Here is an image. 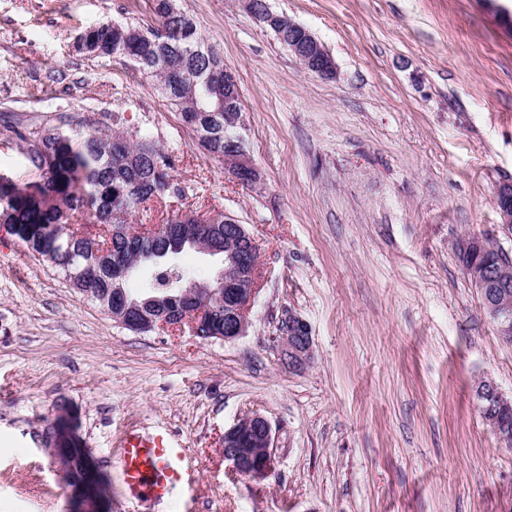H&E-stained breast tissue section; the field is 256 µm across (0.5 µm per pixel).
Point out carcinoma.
Listing matches in <instances>:
<instances>
[{"label": "carcinoma", "mask_w": 512, "mask_h": 512, "mask_svg": "<svg viewBox=\"0 0 512 512\" xmlns=\"http://www.w3.org/2000/svg\"><path fill=\"white\" fill-rule=\"evenodd\" d=\"M155 26L124 25L118 31L110 23L88 28V37L98 58L120 55L132 61L144 75L157 82L162 96L179 112L194 145L212 158L224 153V111H216V98L201 86L210 62L187 55L189 48L205 43L189 15L160 13ZM181 60L194 76L196 85L184 83L183 72L162 68L163 62ZM4 131L29 140L27 158L38 176L26 183L0 174V224L31 254L50 248L65 277L82 273L80 287L92 288L112 299V254H122L127 245L122 237L106 242V253L94 252V242L68 236L62 226L83 213L91 224L108 228L128 223V217L149 200L181 195L173 183L171 158L155 140L143 134L134 142L117 133L89 134L56 132L45 137L35 131L24 133L7 124ZM168 185L159 191L157 185ZM165 241L146 242L138 264L151 271L144 292L168 294L173 270L157 263L155 250Z\"/></svg>", "instance_id": "cac0c4a2"}]
</instances>
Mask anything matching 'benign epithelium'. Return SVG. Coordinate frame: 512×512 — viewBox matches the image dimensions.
<instances>
[{
	"mask_svg": "<svg viewBox=\"0 0 512 512\" xmlns=\"http://www.w3.org/2000/svg\"><path fill=\"white\" fill-rule=\"evenodd\" d=\"M244 9L259 23L274 29L279 38H288L291 51L309 72L323 77L337 75L335 61L325 46L304 26L292 21L284 14L272 12L268 5L256 6L255 0H241ZM194 53L213 60L209 71V83L218 90L224 89L225 127L237 129L242 126V102L236 75L230 69L216 62V56L208 47L199 46ZM224 174L237 182L256 184L262 180L261 172L247 153L239 135L229 136L224 142ZM496 204L502 224L512 228V182H504L496 189ZM217 219L213 214L180 216L172 225L134 224L131 234L140 240L158 236L166 241H176L171 249H159L156 254L163 262L177 267L176 252L187 244L195 250L216 257L221 269L214 283L184 281L183 277L170 280L171 287L187 306L177 317L169 318L166 311L168 297L140 299L123 294L124 306L112 314L116 323L128 329L180 331L188 329L192 336L199 334L201 322L212 312V304L224 300V334L216 338L233 341L246 334L250 324V312L260 291L261 267L260 247L245 224H233L224 218V249L213 245L209 235L200 233L198 225L210 224ZM489 252H497L488 239L468 236L456 246V254L466 260L465 274L477 294L484 299V311L494 323L499 336L512 337V259L499 254V267L470 262V259ZM119 269L112 279V287H126L127 278L137 269L136 263L119 257L114 259ZM279 356L290 369L302 370L313 357V341L308 324L302 318L290 315L282 321L279 334ZM480 402L506 411L512 409V396H505L497 383L489 378L480 379L475 388ZM224 461L230 464L232 472L254 481L267 478L274 468L273 435L269 421L258 413L240 419L224 431ZM65 473L71 486V512H101L100 495L96 494L84 475L76 474L70 467Z\"/></svg>",
	"mask_w": 512,
	"mask_h": 512,
	"instance_id": "1",
	"label": "benign epithelium"
}]
</instances>
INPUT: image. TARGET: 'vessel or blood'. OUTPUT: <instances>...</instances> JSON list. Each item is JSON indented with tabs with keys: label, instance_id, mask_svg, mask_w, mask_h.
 <instances>
[{
	"label": "vessel or blood",
	"instance_id": "obj_1",
	"mask_svg": "<svg viewBox=\"0 0 512 512\" xmlns=\"http://www.w3.org/2000/svg\"><path fill=\"white\" fill-rule=\"evenodd\" d=\"M184 449L169 433H132L127 436L114 466L121 474L122 495L128 503L161 502L189 479Z\"/></svg>",
	"mask_w": 512,
	"mask_h": 512
}]
</instances>
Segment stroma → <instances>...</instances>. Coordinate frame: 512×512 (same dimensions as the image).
<instances>
[{
    "label": "stroma",
    "instance_id": "obj_1",
    "mask_svg": "<svg viewBox=\"0 0 512 512\" xmlns=\"http://www.w3.org/2000/svg\"><path fill=\"white\" fill-rule=\"evenodd\" d=\"M332 54L307 72L240 0H176L236 72L245 149L263 180L227 178L192 143L153 79L78 53L102 22H152L151 0H0V112L21 126L147 133L184 194L132 218L224 212L260 245L246 335L136 333L0 233V512H69L50 455L59 416L122 512L109 468L126 433L166 431L191 484L139 512H512V450L483 422L476 381L512 395L503 342L454 252L465 234L512 256L495 189L512 180V0H269ZM0 173H35L0 135ZM307 321L314 359L289 370L277 325ZM264 415L274 471L231 472L221 439Z\"/></svg>",
    "mask_w": 512,
    "mask_h": 512
}]
</instances>
